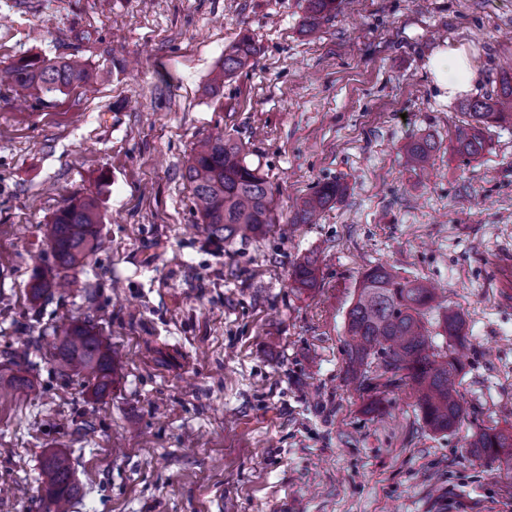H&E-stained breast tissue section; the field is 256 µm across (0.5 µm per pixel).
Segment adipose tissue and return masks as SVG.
I'll use <instances>...</instances> for the list:
<instances>
[{
    "instance_id": "adipose-tissue-1",
    "label": "adipose tissue",
    "mask_w": 512,
    "mask_h": 512,
    "mask_svg": "<svg viewBox=\"0 0 512 512\" xmlns=\"http://www.w3.org/2000/svg\"><path fill=\"white\" fill-rule=\"evenodd\" d=\"M427 68L443 98L469 92L478 78L467 46L437 48L427 59Z\"/></svg>"
}]
</instances>
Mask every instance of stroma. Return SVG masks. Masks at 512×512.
I'll return each mask as SVG.
<instances>
[{
    "label": "stroma",
    "instance_id": "stroma-1",
    "mask_svg": "<svg viewBox=\"0 0 512 512\" xmlns=\"http://www.w3.org/2000/svg\"><path fill=\"white\" fill-rule=\"evenodd\" d=\"M305 23V0H0V68L76 56L90 75L40 103L0 86V353L27 351L34 383L0 394V512H39L49 448L81 488L71 512H512V470L468 448L512 430V124L474 159L450 141L512 72V0H342ZM245 35L254 64L212 87ZM445 44L480 75L451 100L426 67ZM217 132L268 181L265 237L198 227L184 164ZM425 137L432 165L412 169L404 147ZM335 181L317 223H293ZM74 197L96 200L101 247L33 305L42 227ZM306 257L319 286L300 294ZM381 263L466 320L454 431L428 430L408 387L374 411L347 378V312ZM89 313L115 353L102 398L52 358ZM346 188L339 182L325 183L313 194L303 198L297 206L293 223L310 224L312 219L344 194ZM292 288L297 290H310L317 287L318 275L314 261L310 259L298 262L292 270Z\"/></svg>",
    "mask_w": 512,
    "mask_h": 512
}]
</instances>
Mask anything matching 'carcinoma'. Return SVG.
I'll return each instance as SVG.
<instances>
[{
    "instance_id": "carcinoma-1",
    "label": "carcinoma",
    "mask_w": 512,
    "mask_h": 512,
    "mask_svg": "<svg viewBox=\"0 0 512 512\" xmlns=\"http://www.w3.org/2000/svg\"><path fill=\"white\" fill-rule=\"evenodd\" d=\"M309 30L336 11L337 0H306ZM257 49L244 36L224 53V63L213 85L245 68ZM85 65L74 58L55 60L39 56L22 57L0 71V85H8L15 95L40 100L50 94L86 81ZM500 92L469 104V120L455 127L451 142L456 152L473 158L486 148L485 131L503 121L512 122V73L500 76ZM435 142L414 141L405 148V162L423 169L431 158ZM241 144L224 135L207 136L191 149L185 168L194 205L210 237L227 242L265 234L273 223V208L267 181L260 170L246 162ZM346 187L339 182L325 183L297 206L293 223L309 224L327 206L342 196ZM101 214L90 197L71 199L58 208L45 225L52 263L37 267L27 285L31 301L47 302L59 286L62 272L75 271L89 264L98 251ZM293 287H317L314 261L306 259L292 270ZM438 313L437 327L448 339L446 350L433 344L427 315ZM467 341L466 322L461 313L443 306L426 281L408 279L384 265L364 272L357 283L347 314L345 346L347 367L358 390L375 393L379 386L405 385L416 396L424 424L434 432L457 428L465 413L457 378L464 365L458 348ZM55 358L59 373L80 376L93 385L100 398L112 389V344L88 321L70 324L57 337ZM9 374L0 373V390L7 387L24 392L31 387L26 376L27 353L7 354ZM382 369L386 382H372V364ZM472 453L488 461L512 466V433L487 428L470 443ZM44 476L40 502L43 512H68L79 492L68 455L49 450L42 460Z\"/></svg>"
}]
</instances>
